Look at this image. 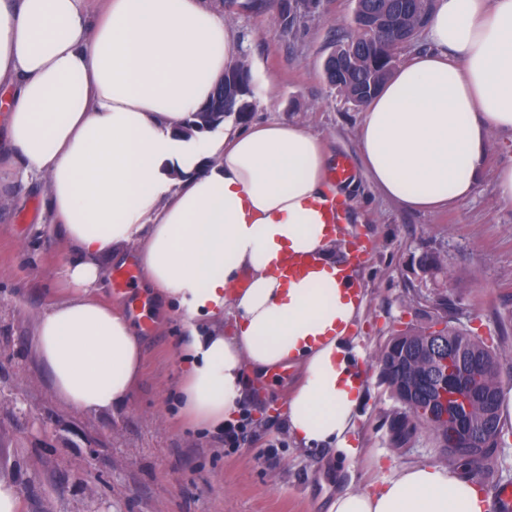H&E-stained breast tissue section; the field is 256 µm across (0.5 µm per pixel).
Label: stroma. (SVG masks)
Wrapping results in <instances>:
<instances>
[{
    "label": "stroma",
    "mask_w": 512,
    "mask_h": 512,
    "mask_svg": "<svg viewBox=\"0 0 512 512\" xmlns=\"http://www.w3.org/2000/svg\"><path fill=\"white\" fill-rule=\"evenodd\" d=\"M355 6L320 0L287 32L274 6L254 13L237 2L223 11L251 68L252 120L303 124L330 156L357 165L344 187L348 217L336 244L340 258L353 243L370 247L358 273L363 310L351 332L367 376L355 455L303 448L289 435L283 410L301 378L295 365L265 384L248 380L244 448H226L221 434L181 420L174 391L182 333L172 314H133L143 367L125 407L82 411L57 396L32 336L38 313L69 295L64 267L72 251L39 224L43 185L17 175L12 207L0 208V479L16 486L21 512H330L337 494L374 486L392 468L445 464L422 430L405 447H390L400 406L376 364L396 331L425 324L436 288L451 300L452 325L499 345L502 375L512 379V207L498 201L494 182L498 164L512 158V138L493 135L474 195L455 206L425 214L384 198L359 166L361 112L323 76L326 57L354 28ZM426 253L443 259L446 278L434 283L423 273Z\"/></svg>",
    "instance_id": "stroma-1"
}]
</instances>
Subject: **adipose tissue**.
Listing matches in <instances>:
<instances>
[{
    "mask_svg": "<svg viewBox=\"0 0 512 512\" xmlns=\"http://www.w3.org/2000/svg\"><path fill=\"white\" fill-rule=\"evenodd\" d=\"M0 0V124L44 221L75 250L70 299L40 312L36 350L73 407L116 411L141 376L130 318L97 300L104 264L135 255L181 344L180 410L219 432L247 377L298 364L284 417L304 447L346 448L364 382L348 336L361 306L340 275L320 136L286 121L185 136L241 53L206 0ZM427 47L361 108L364 173L388 199L433 213L476 190L492 134L512 136V0H435ZM312 257L288 275L290 257ZM234 323L225 335L224 318ZM330 512H493L438 464L396 468Z\"/></svg>",
    "mask_w": 512,
    "mask_h": 512,
    "instance_id": "adipose-tissue-1",
    "label": "adipose tissue"
}]
</instances>
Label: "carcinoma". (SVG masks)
<instances>
[{
    "label": "carcinoma",
    "instance_id": "1",
    "mask_svg": "<svg viewBox=\"0 0 512 512\" xmlns=\"http://www.w3.org/2000/svg\"><path fill=\"white\" fill-rule=\"evenodd\" d=\"M434 0H358L355 8L354 34L330 53L324 74L327 83L354 106L364 103L392 76L400 52L409 45L418 32L425 28L433 10ZM349 53L353 57L351 71L335 69V56ZM236 78V83L225 89L216 88L206 108L191 115L184 132L211 129L234 115L241 100L252 94V76L245 60L241 59L225 68ZM429 326L411 327L391 336L392 353L385 357L386 368L380 370L392 397L401 406L396 413L391 442L401 448L408 434L401 424L409 423L413 429H424L439 438L445 430L455 427V420L432 414L430 405L435 399L429 386H406L404 379L412 373H428L433 365L420 356L427 344H438L443 349L452 346L463 357L481 367L483 392L469 401L462 412L468 427L474 432L475 443L457 455L448 456V463L459 465V460L472 456L482 460L474 475L482 485L493 478L494 455L502 444L505 433L500 414L503 379L500 370L502 353L498 348L473 336L467 329L445 324L436 336L428 332Z\"/></svg>",
    "mask_w": 512,
    "mask_h": 512
}]
</instances>
